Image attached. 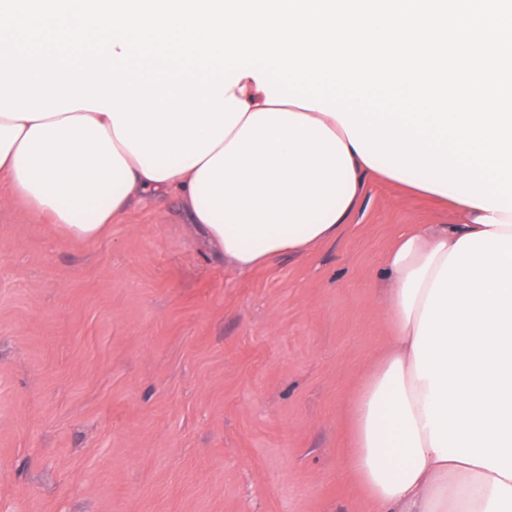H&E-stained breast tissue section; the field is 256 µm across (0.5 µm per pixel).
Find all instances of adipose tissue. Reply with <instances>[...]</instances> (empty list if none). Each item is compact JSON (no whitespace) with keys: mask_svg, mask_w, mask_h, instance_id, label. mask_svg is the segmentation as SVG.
Masks as SVG:
<instances>
[{"mask_svg":"<svg viewBox=\"0 0 512 512\" xmlns=\"http://www.w3.org/2000/svg\"><path fill=\"white\" fill-rule=\"evenodd\" d=\"M246 113L209 154L147 171L107 114L0 116V185L68 239L94 241L131 202L176 194L189 224L245 274L332 243L367 177L449 208L382 259L393 334L350 408L367 512H512V211L486 210L380 164L338 120L229 89Z\"/></svg>","mask_w":512,"mask_h":512,"instance_id":"1","label":"adipose tissue"}]
</instances>
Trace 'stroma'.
<instances>
[{
  "instance_id": "obj_1",
  "label": "stroma",
  "mask_w": 512,
  "mask_h": 512,
  "mask_svg": "<svg viewBox=\"0 0 512 512\" xmlns=\"http://www.w3.org/2000/svg\"><path fill=\"white\" fill-rule=\"evenodd\" d=\"M450 219L373 180L339 240L238 275L175 198L84 242L0 190V512H366L381 259Z\"/></svg>"
}]
</instances>
